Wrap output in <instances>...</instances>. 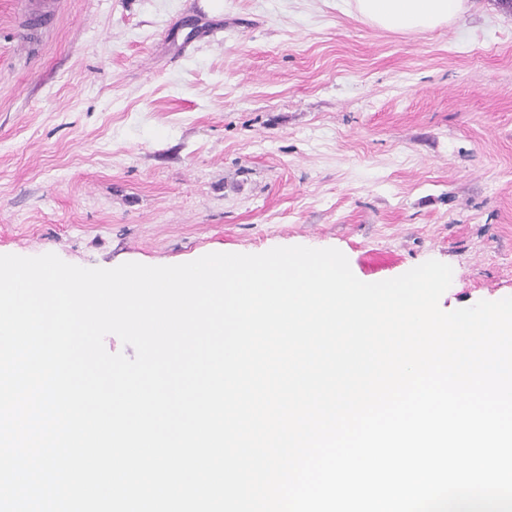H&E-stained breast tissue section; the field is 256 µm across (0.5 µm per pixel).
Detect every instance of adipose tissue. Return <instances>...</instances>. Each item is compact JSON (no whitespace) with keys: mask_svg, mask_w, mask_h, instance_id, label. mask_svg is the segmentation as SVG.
I'll return each mask as SVG.
<instances>
[{"mask_svg":"<svg viewBox=\"0 0 512 512\" xmlns=\"http://www.w3.org/2000/svg\"><path fill=\"white\" fill-rule=\"evenodd\" d=\"M367 23L394 32H416L450 25L469 8V0H351Z\"/></svg>","mask_w":512,"mask_h":512,"instance_id":"obj_1","label":"adipose tissue"}]
</instances>
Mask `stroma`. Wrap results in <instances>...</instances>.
<instances>
[{
  "instance_id": "obj_1",
  "label": "stroma",
  "mask_w": 512,
  "mask_h": 512,
  "mask_svg": "<svg viewBox=\"0 0 512 512\" xmlns=\"http://www.w3.org/2000/svg\"><path fill=\"white\" fill-rule=\"evenodd\" d=\"M0 0V252L86 268L334 247L512 295V8L433 31L347 0Z\"/></svg>"
}]
</instances>
